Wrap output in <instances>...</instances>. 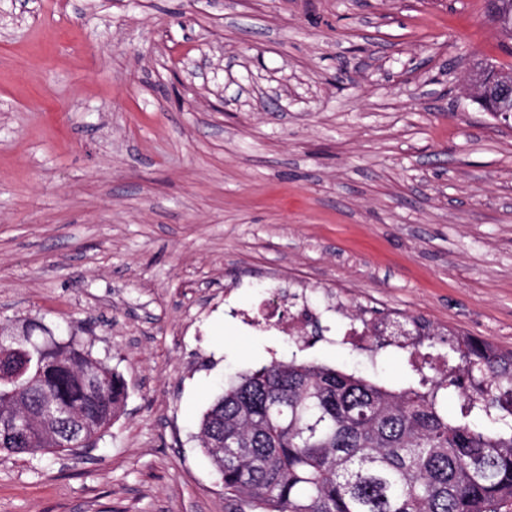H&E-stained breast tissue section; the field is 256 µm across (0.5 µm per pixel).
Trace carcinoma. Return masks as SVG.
<instances>
[{"label":"carcinoma","mask_w":512,"mask_h":512,"mask_svg":"<svg viewBox=\"0 0 512 512\" xmlns=\"http://www.w3.org/2000/svg\"><path fill=\"white\" fill-rule=\"evenodd\" d=\"M0 328V453L95 448L123 377L41 321ZM470 378L386 388L296 357L237 374L197 438L236 512H512V351L450 345ZM64 410L61 420L46 405Z\"/></svg>","instance_id":"obj_1"}]
</instances>
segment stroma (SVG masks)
<instances>
[{"mask_svg": "<svg viewBox=\"0 0 512 512\" xmlns=\"http://www.w3.org/2000/svg\"><path fill=\"white\" fill-rule=\"evenodd\" d=\"M483 10L0 0V324L40 320L128 385L97 447L1 453L0 512H233L195 438L230 374L295 355L414 383L332 313L294 344L296 284L418 320L426 353L512 350V129L465 88L512 41Z\"/></svg>", "mask_w": 512, "mask_h": 512, "instance_id": "stroma-1", "label": "stroma"}]
</instances>
